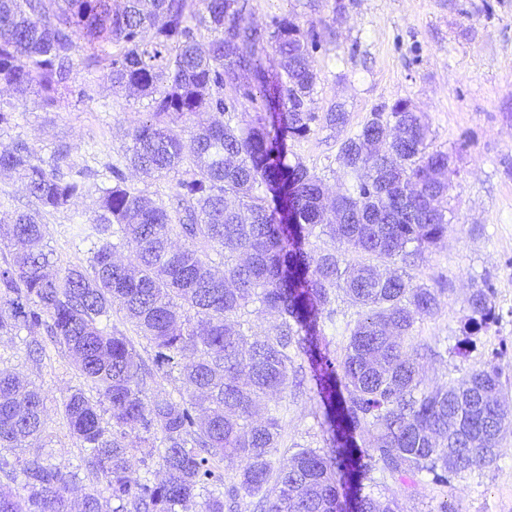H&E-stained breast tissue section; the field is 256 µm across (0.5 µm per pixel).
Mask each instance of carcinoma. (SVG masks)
I'll return each mask as SVG.
<instances>
[{"label": "carcinoma", "instance_id": "1", "mask_svg": "<svg viewBox=\"0 0 512 512\" xmlns=\"http://www.w3.org/2000/svg\"><path fill=\"white\" fill-rule=\"evenodd\" d=\"M0 0V86L34 90L49 112L78 72L100 74L144 102L125 167L149 177L180 175L170 202L80 168L67 146L49 163L21 138L0 148V170L17 174L35 208L0 221V245H24L0 266V336L24 330L30 353L42 338L63 347L97 398L77 388L62 402L70 433L98 487L73 510L79 473L46 451L47 408L35 385L0 370V512H398L395 497L363 493L380 470L414 487L431 476L446 487L506 451L500 435L502 383L491 352L461 381L422 385L417 321L436 313L444 289L415 284L407 269L448 233V153L431 149L430 126L403 99L373 112L341 140L348 182L327 205L326 178L288 139L321 123L344 131L346 112L314 111L315 35L282 17L261 29L249 0ZM209 47L200 48L203 32ZM278 56L266 68L259 51ZM248 71L256 84L236 83ZM260 103L246 119L240 100ZM192 124L188 139L174 134ZM96 195L97 214L77 227L90 243L85 267L52 273L42 214ZM327 237L317 252L311 238ZM183 240L176 245L174 241ZM128 252L119 263L114 253ZM224 264V274L213 272ZM359 307L346 324L341 357L327 348L336 292ZM490 278L471 285L463 332L496 323ZM117 306L154 350L147 365L110 323ZM274 311L272 336L250 316ZM307 363L324 409V445L296 444L276 458L279 405L296 358ZM177 394L151 392L158 374ZM371 436L358 450L356 437ZM31 440L39 451L16 453ZM157 460L165 480L135 475L132 452ZM233 483L224 488V470ZM279 486L269 502V480Z\"/></svg>", "mask_w": 512, "mask_h": 512}]
</instances>
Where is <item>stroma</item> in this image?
Instances as JSON below:
<instances>
[{"label":"stroma","instance_id":"35a3bbf8","mask_svg":"<svg viewBox=\"0 0 512 512\" xmlns=\"http://www.w3.org/2000/svg\"><path fill=\"white\" fill-rule=\"evenodd\" d=\"M249 8L259 27L285 16L316 34V112L344 106L347 128L354 131L371 112L404 99L427 118L434 147L451 156L448 234L410 271L415 283L444 289L439 311L416 325L419 340L435 350L422 362L424 377L429 383L460 380L500 350L507 451L450 487L426 479L410 489L378 472L374 495L395 496L400 512H439L445 501L459 512H512V0H322L315 9L308 0H249ZM0 98L18 116L15 126L0 131V143L24 138L45 161L65 143L78 163L98 171L122 156L131 144L129 131L147 118L141 101L106 84L98 85L95 100L73 94L54 112L43 111L33 92ZM340 142L335 130L320 126L288 146L334 188L344 179L336 164ZM96 209L90 196L44 213L57 270L87 265V248L73 235ZM484 276L495 284L501 319L466 336L464 299ZM0 368L40 388L53 459L77 464L80 450L61 402L84 380L67 352L50 342L36 361L24 336H0ZM280 401L282 454L296 443L321 446L323 416L313 388H288Z\"/></svg>","mask_w":512,"mask_h":512}]
</instances>
